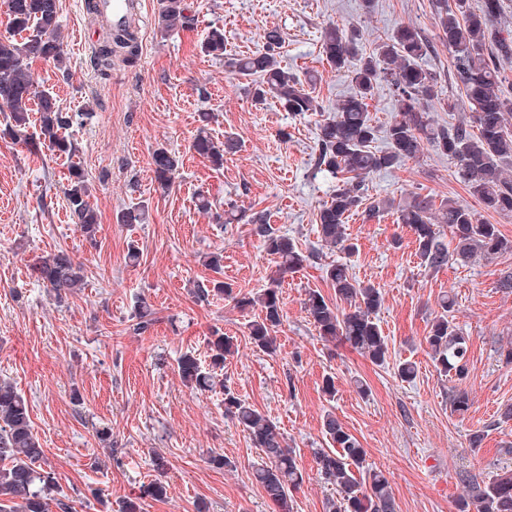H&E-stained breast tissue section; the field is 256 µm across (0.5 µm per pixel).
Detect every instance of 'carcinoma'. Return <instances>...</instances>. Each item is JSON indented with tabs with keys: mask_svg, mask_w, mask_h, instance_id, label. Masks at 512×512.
I'll return each instance as SVG.
<instances>
[{
	"mask_svg": "<svg viewBox=\"0 0 512 512\" xmlns=\"http://www.w3.org/2000/svg\"><path fill=\"white\" fill-rule=\"evenodd\" d=\"M434 7L439 20L438 39L453 57L454 77L470 105L469 118L454 125H440L430 115L427 102L439 96L438 79L422 61L433 44L413 26H398L369 54L363 52L354 30L330 25L322 32L321 49L326 61L336 71L350 73L353 84V91L337 105L334 115L319 124L317 132L315 169L339 176L336 192L317 214L318 245L322 248L352 253L354 244L345 234L351 213L362 207L374 216L393 207L390 201L369 197L370 176L418 159L427 146L455 164L458 177L484 209L512 214V177L508 175L512 167V129L508 127L512 93L504 89L508 77L501 67V62L512 60V33L504 34L496 28L501 0H481L476 11L470 0H435ZM59 11V0H7L6 30L0 34V112L7 114L3 135L16 139L34 127L38 144L72 159L64 195L74 224L93 244L98 214L89 201L85 171L74 161L79 154L77 143L66 134L73 125L82 124L88 113L62 111L31 70L37 59L62 67L66 52ZM187 11L186 0H163L160 29L168 32L188 23ZM284 43L281 29L266 30L261 49L231 61L234 72L256 77L252 98L259 105L274 99L294 115L323 111L302 81L280 66L278 57ZM203 50L215 58L224 57V30L212 28ZM117 54L128 65L137 62L134 32H109L99 46L98 59L107 65ZM380 83L390 87L395 101V115L382 129L374 125L368 104ZM380 133L386 147L377 150L373 143ZM191 148L220 167L224 156L237 148V141L227 135L219 144L202 131ZM178 168V159L166 149L153 152L152 172L159 189L172 188ZM397 213L398 221L412 232L421 264L434 270L450 262L466 265L512 251V240L498 225L483 222L476 210L458 202L450 200L435 213L429 198L417 196L397 207ZM248 223L256 225L266 252L278 260L280 277L271 279L258 296H244L238 304L260 306V320L250 325L249 337L255 347L273 352V333L283 321L281 276L302 265L306 255L292 238L274 231L264 213L252 214ZM438 224L448 225L451 242H446L437 230ZM33 271L60 303L85 285L82 265L64 251L39 259ZM326 277L336 303L312 290L304 300L307 317L325 340L345 342L372 363L384 364L388 345L375 321L383 301L380 290L358 282L343 263L329 265ZM225 293L226 286L220 281L211 287L201 283L194 289L201 301ZM454 306L452 297L441 299V312L433 319L425 341L439 372L453 382L448 391L450 409L462 415L471 406L469 392L463 387L469 372V337L449 319ZM231 350L229 338L215 337L209 342V366L214 370L223 367ZM178 371L184 382L199 390L213 385L212 373L203 370L192 354L180 358ZM224 412L247 431L261 452L263 464L252 473L255 482L279 512H291L290 493L302 481L294 451L284 444L270 420L227 386ZM322 425L334 444V449L315 455L318 473L336 486L337 497L328 501V512H396L388 478L380 470H364L365 449L355 436L331 412L324 415ZM43 458L44 449L32 427L26 400L13 386L0 382V461L5 462L0 466V497H6L0 502V512H49L51 502L60 512H70L65 498L53 495L54 478L39 467ZM463 482L467 493L459 500L457 512H512V469L488 483L472 474L464 475Z\"/></svg>",
	"mask_w": 512,
	"mask_h": 512,
	"instance_id": "1",
	"label": "carcinoma"
}]
</instances>
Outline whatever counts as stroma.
<instances>
[{
  "label": "stroma",
  "mask_w": 512,
  "mask_h": 512,
  "mask_svg": "<svg viewBox=\"0 0 512 512\" xmlns=\"http://www.w3.org/2000/svg\"><path fill=\"white\" fill-rule=\"evenodd\" d=\"M142 2L136 66L117 56L103 66L94 49L81 48L82 33L95 45L104 38L88 0H60L68 74L50 62L33 64L62 111L89 115L73 137L100 217L95 241L69 217L65 159L0 138V379L26 398L46 470L73 512H118L133 497L143 512H276L252 476L259 449L224 414L229 388L271 420L294 450L303 481L291 493L293 512H327L335 492L314 460L330 446L322 432L330 411L365 448L367 465L387 476L397 512H456L465 492L462 472L488 482L512 468V422L497 421L498 411L512 404V363L501 354L512 345V290L499 286L503 272H512V253L426 268L410 230L390 210L349 219L346 231L358 246L353 254L310 255L316 215L337 185L333 175L314 171L317 124L351 90L347 75L321 55V32L329 25L359 29L368 53L400 24L435 40L431 0H374L369 12L362 0H190L191 23L166 33L159 27L161 0ZM213 27L224 30L220 60L201 49ZM272 27L286 37L282 67L299 76L322 112L295 116L271 100L255 104L248 78L232 73L229 59L258 50ZM426 65L437 72L442 91L429 104L434 120L445 125L468 116L447 48L438 44ZM202 112L211 115L214 140L230 133L238 141L223 168L191 149ZM161 147L179 161L166 193L156 190L151 170ZM369 192L398 203L415 196L437 207L475 203L454 163L431 149L374 175ZM200 193L210 211L198 209ZM137 204L146 210L144 223H119L121 212ZM231 204L237 221L217 222ZM255 212L309 255L283 279V323L272 354L249 338L259 308L237 303L266 288L276 270L248 222ZM132 245L140 254L134 265ZM59 249L83 262L86 276L84 288L61 304L31 271L36 257ZM217 251L224 255L218 272L205 262ZM340 260L382 293L377 319L389 348L385 365L322 340L304 311L308 291L334 300L325 267ZM215 279L230 286L231 295L198 301L195 286ZM445 294L454 298L455 322L469 338L464 386L472 405L462 416L451 412L448 380L425 342ZM145 304L156 322L137 334L135 314ZM217 331L234 344L224 363L225 385L200 391L182 380L177 360L187 352L207 360ZM406 360L417 365L410 383L397 373ZM327 376L336 384L332 398L322 391ZM359 381L366 394L358 393ZM105 427L112 432L108 448L97 437ZM477 430L484 440L475 451L469 436ZM214 455L230 467H216ZM158 456L160 468L153 464ZM155 482L165 485L164 497L147 495Z\"/></svg>",
  "instance_id": "35a3bbf8"
}]
</instances>
